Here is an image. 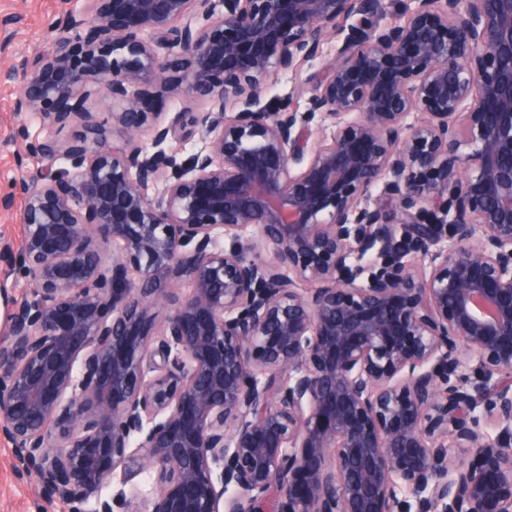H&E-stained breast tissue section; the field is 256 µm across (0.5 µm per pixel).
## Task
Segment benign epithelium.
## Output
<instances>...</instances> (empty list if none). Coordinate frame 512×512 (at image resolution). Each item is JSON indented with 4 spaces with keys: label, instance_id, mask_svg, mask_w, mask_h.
I'll use <instances>...</instances> for the list:
<instances>
[{
    "label": "benign epithelium",
    "instance_id": "1",
    "mask_svg": "<svg viewBox=\"0 0 512 512\" xmlns=\"http://www.w3.org/2000/svg\"><path fill=\"white\" fill-rule=\"evenodd\" d=\"M384 2L87 0L23 61L14 112L84 127L0 240V439L46 500L512 512V0ZM340 18L308 111L260 105ZM204 104L195 101H176L168 94L158 93L152 99L149 112H164L162 116L170 117L174 112H199Z\"/></svg>",
    "mask_w": 512,
    "mask_h": 512
}]
</instances>
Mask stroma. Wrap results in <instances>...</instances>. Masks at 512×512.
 I'll return each mask as SVG.
<instances>
[{
  "label": "stroma",
  "mask_w": 512,
  "mask_h": 512,
  "mask_svg": "<svg viewBox=\"0 0 512 512\" xmlns=\"http://www.w3.org/2000/svg\"><path fill=\"white\" fill-rule=\"evenodd\" d=\"M83 10L86 0H0V27L8 37L0 42V193L18 192L20 183L38 166L36 158L27 156L28 142L48 136L64 141L81 133L80 124L61 130L43 127L35 113L15 114L13 102L21 82L18 68L24 59L40 52L51 24L62 6ZM349 23H340L334 37L325 41L321 54L304 63L297 74L278 76L267 89V96L289 99L293 109L309 108L304 88L309 78L332 63L336 48L349 32ZM0 512H71L66 502L45 503L42 489L34 479L18 475L12 466V447L0 441Z\"/></svg>",
  "instance_id": "stroma-1"
}]
</instances>
